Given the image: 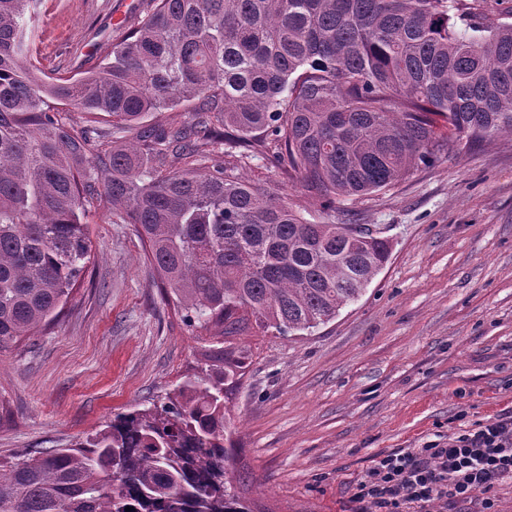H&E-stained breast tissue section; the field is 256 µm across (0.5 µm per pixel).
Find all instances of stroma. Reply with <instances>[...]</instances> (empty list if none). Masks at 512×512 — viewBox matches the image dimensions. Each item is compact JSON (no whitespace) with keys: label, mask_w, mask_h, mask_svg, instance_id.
<instances>
[{"label":"stroma","mask_w":512,"mask_h":512,"mask_svg":"<svg viewBox=\"0 0 512 512\" xmlns=\"http://www.w3.org/2000/svg\"><path fill=\"white\" fill-rule=\"evenodd\" d=\"M151 0H44L41 68L73 75L122 39ZM244 178L277 186L311 221L364 224L392 243L366 293L303 338L253 337L232 405L247 469L240 497L265 512H360L355 483L381 454L447 442L512 412V136L448 143L394 188L324 206L271 155ZM86 221L96 254L60 320L0 354V456L66 448L149 407L201 341L165 305L130 224Z\"/></svg>","instance_id":"stroma-1"}]
</instances>
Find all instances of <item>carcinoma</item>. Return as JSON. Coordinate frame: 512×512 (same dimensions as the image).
<instances>
[{"mask_svg":"<svg viewBox=\"0 0 512 512\" xmlns=\"http://www.w3.org/2000/svg\"><path fill=\"white\" fill-rule=\"evenodd\" d=\"M38 2L0 0V351L57 322L93 257L90 207L134 225L162 300L209 340L163 402L0 459V512H254L235 493L242 337L312 334L391 245L311 223L238 169L270 152L334 204L450 140L512 135V21L467 0H152L95 68L54 76L33 53ZM178 109L187 124L143 126ZM105 134L124 142L92 152Z\"/></svg>","mask_w":512,"mask_h":512,"instance_id":"1","label":"carcinoma"}]
</instances>
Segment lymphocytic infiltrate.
<instances>
[{
	"instance_id": "1",
	"label": "lymphocytic infiltrate",
	"mask_w": 512,
	"mask_h": 512,
	"mask_svg": "<svg viewBox=\"0 0 512 512\" xmlns=\"http://www.w3.org/2000/svg\"><path fill=\"white\" fill-rule=\"evenodd\" d=\"M512 480V414L476 423L447 443L401 449L380 457L357 481L361 512H425L436 503L482 497L496 512L494 489Z\"/></svg>"
}]
</instances>
